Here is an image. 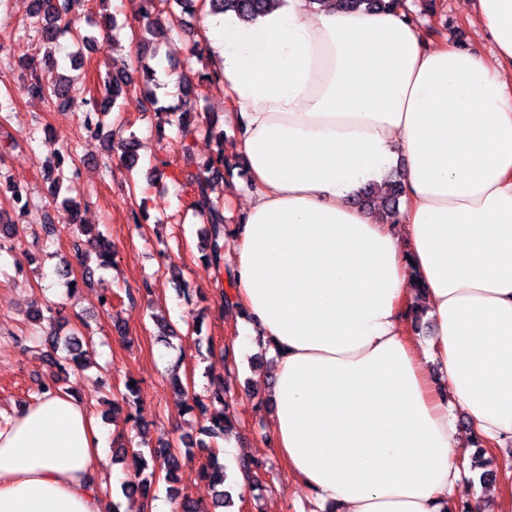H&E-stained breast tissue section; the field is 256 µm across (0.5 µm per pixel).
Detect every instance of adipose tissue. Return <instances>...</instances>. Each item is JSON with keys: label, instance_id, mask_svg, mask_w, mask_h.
Returning <instances> with one entry per match:
<instances>
[{"label": "adipose tissue", "instance_id": "adipose-tissue-1", "mask_svg": "<svg viewBox=\"0 0 512 512\" xmlns=\"http://www.w3.org/2000/svg\"><path fill=\"white\" fill-rule=\"evenodd\" d=\"M466 5L493 58L401 9L204 21L249 183L239 336L273 359L280 457L335 512H451L466 442L512 441V0ZM398 164L396 223L353 205ZM416 285L431 351L405 326ZM105 436L61 390L0 415V512H103Z\"/></svg>", "mask_w": 512, "mask_h": 512}]
</instances>
